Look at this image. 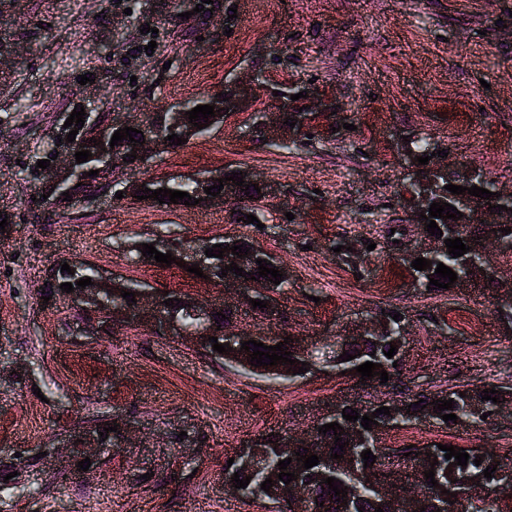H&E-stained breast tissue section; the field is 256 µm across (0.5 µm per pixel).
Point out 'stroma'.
Masks as SVG:
<instances>
[{
  "label": "stroma",
  "mask_w": 512,
  "mask_h": 512,
  "mask_svg": "<svg viewBox=\"0 0 512 512\" xmlns=\"http://www.w3.org/2000/svg\"><path fill=\"white\" fill-rule=\"evenodd\" d=\"M155 43L153 54L143 47ZM93 81L81 84V75ZM252 80L238 111L148 163L112 165L71 200L37 171L75 106L102 124H140L169 106ZM309 121L285 152L257 129L278 93ZM438 142L449 162L512 185V0H0V460L12 464L10 512H269L224 482L259 436L296 437L339 404L403 400L462 385L512 386V329L483 282L427 292L390 251L333 247L408 227L406 142ZM249 171L272 188L263 227L224 208L142 206L118 191L136 181ZM213 243L247 236L288 269L265 319L234 289L137 264V242ZM80 260L120 280L186 293L235 312L236 330L281 333L333 350L353 324L396 309L408 323L396 388L321 372L273 379L215 359L149 324L93 331L42 289ZM114 424L117 448L90 456L76 436ZM448 442L512 464V404L490 425L421 422L384 448ZM90 459L89 470L79 463Z\"/></svg>",
  "instance_id": "1"
}]
</instances>
